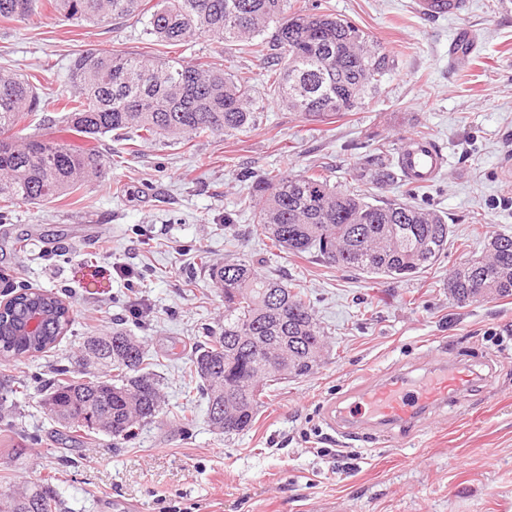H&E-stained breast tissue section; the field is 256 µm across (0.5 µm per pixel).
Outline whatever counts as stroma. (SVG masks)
<instances>
[{
	"label": "stroma",
	"mask_w": 512,
	"mask_h": 512,
	"mask_svg": "<svg viewBox=\"0 0 512 512\" xmlns=\"http://www.w3.org/2000/svg\"><path fill=\"white\" fill-rule=\"evenodd\" d=\"M316 3L398 60L368 108L322 122L280 104L239 43L168 46L131 20H0V72L40 75L46 118L59 117L69 62L89 48L248 70L259 99L255 126L232 136L168 145L103 137L99 150L120 159L106 178L0 214V276L9 280L0 301L10 286L50 290L74 317L55 348L0 361L1 383L29 386L16 409L0 410V484L21 490L58 472L69 512H512V296L460 306L447 288L450 269L512 233V0H463L449 19L421 15L413 0ZM462 24L475 44L457 66L448 46ZM406 134L439 143L444 174L416 192L401 180L367 191L410 194L447 216L448 252L431 268L403 283L370 279L271 248L256 232L249 177L320 165L347 185L353 167ZM19 237L22 252L12 248ZM230 254L303 284L329 345L311 375L270 386L252 429L227 439L187 370L204 332L224 323L207 267ZM83 262L101 291L74 279ZM115 327L144 342L168 413L117 444L101 434L60 439L39 403L41 382L85 336ZM439 353L490 362L492 376L411 430L343 437L325 420L331 400L412 364L431 368Z\"/></svg>",
	"instance_id": "obj_1"
}]
</instances>
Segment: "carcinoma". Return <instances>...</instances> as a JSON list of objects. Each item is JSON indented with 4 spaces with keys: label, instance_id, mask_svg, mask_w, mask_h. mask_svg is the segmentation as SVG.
Returning a JSON list of instances; mask_svg holds the SVG:
<instances>
[{
    "label": "carcinoma",
    "instance_id": "cac0c4a2",
    "mask_svg": "<svg viewBox=\"0 0 512 512\" xmlns=\"http://www.w3.org/2000/svg\"><path fill=\"white\" fill-rule=\"evenodd\" d=\"M53 17L93 24L134 18L147 35L173 46L202 36L239 42L266 61V85L276 99L309 121L365 109L397 68L395 56L368 34L302 0H157L152 6L148 0H0V20L39 27ZM35 79L0 73V203H49L112 169V157L93 146L61 141L50 131L18 136L15 128L41 110ZM69 83L59 123L89 140L132 134L176 143L232 136L256 122L247 71L87 49L71 60ZM350 177L381 186L398 174L376 154ZM250 197L258 201L260 234L273 247L314 253L331 267L407 282L448 250V221L437 210L372 202L320 169L259 175ZM209 277L224 295V328L192 350L190 374L211 423L230 439L252 428L268 383L317 368L326 336L299 285L240 257L212 267ZM448 295L461 306L511 297L512 233L493 235L480 254L450 269ZM33 302L42 306L44 324L41 336L29 339L17 326ZM71 322L56 293L26 288L0 312V356L43 353L59 344ZM147 357L143 343L121 329L87 336L75 359L41 386V404L70 432L128 439L134 427L164 412ZM0 512H65V504L51 480L40 479L19 493L0 485Z\"/></svg>",
    "mask_w": 512,
    "mask_h": 512
}]
</instances>
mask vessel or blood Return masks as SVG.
<instances>
[{
    "mask_svg": "<svg viewBox=\"0 0 512 512\" xmlns=\"http://www.w3.org/2000/svg\"><path fill=\"white\" fill-rule=\"evenodd\" d=\"M417 11L435 18L457 15L462 0H414ZM474 34L469 27H458L450 52L455 59L466 58L473 50ZM397 166L404 181L425 186L434 183L447 166V158L431 139L413 134L402 136ZM479 378L477 372L462 363L437 359L425 383L417 384L407 374L381 378L355 392L347 406L332 403L331 422L341 433L350 434L367 425L387 429L410 425L431 410L453 405L471 395Z\"/></svg>",
    "mask_w": 512,
    "mask_h": 512,
    "instance_id": "obj_1",
    "label": "vessel or blood"
}]
</instances>
